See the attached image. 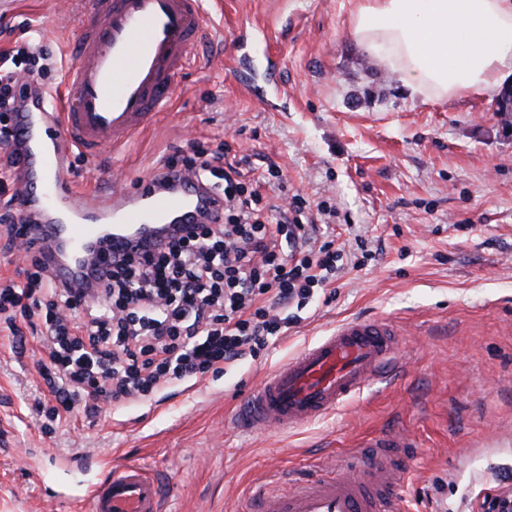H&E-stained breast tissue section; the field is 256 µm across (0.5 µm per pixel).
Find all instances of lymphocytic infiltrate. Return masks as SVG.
<instances>
[{
  "label": "lymphocytic infiltrate",
  "mask_w": 512,
  "mask_h": 512,
  "mask_svg": "<svg viewBox=\"0 0 512 512\" xmlns=\"http://www.w3.org/2000/svg\"><path fill=\"white\" fill-rule=\"evenodd\" d=\"M0 54V193L15 186L20 166L16 116L37 105L42 89H25ZM172 184L194 172L219 198L205 222L185 235L132 249L105 246L106 263L91 274L97 298L59 281L39 256L24 279L0 285V324L12 337H37L38 371L58 422L75 407L86 417L105 407L151 399L175 382L202 380L254 358L296 324L297 309L328 290L346 252L323 227L335 206L310 208L299 194L265 201L247 184L228 149L192 144L161 166Z\"/></svg>",
  "instance_id": "obj_1"
}]
</instances>
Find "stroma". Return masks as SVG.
<instances>
[{
  "mask_svg": "<svg viewBox=\"0 0 512 512\" xmlns=\"http://www.w3.org/2000/svg\"><path fill=\"white\" fill-rule=\"evenodd\" d=\"M352 0H209L170 106L121 152L72 155L81 189L113 176L138 188L193 140L227 142L251 176L277 165L289 189L340 212L342 239L373 253L339 270L334 298L257 359L180 382L157 400L87 418L77 410L44 434L43 381L0 331V512H51L64 460L102 452L159 472L166 512H257L255 487L314 478L359 462L362 438L408 445L406 512H480L487 490L512 485V112L475 90L413 94L349 28ZM76 11L63 0H0V50L39 39L43 84L74 58ZM352 319L400 333L387 381L302 427H242L240 402L263 376ZM52 454L34 458L36 449Z\"/></svg>",
  "mask_w": 512,
  "mask_h": 512,
  "instance_id": "35a3bbf8",
  "label": "stroma"
}]
</instances>
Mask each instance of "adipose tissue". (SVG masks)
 Here are the masks:
<instances>
[{
	"instance_id": "1",
	"label": "adipose tissue",
	"mask_w": 512,
	"mask_h": 512,
	"mask_svg": "<svg viewBox=\"0 0 512 512\" xmlns=\"http://www.w3.org/2000/svg\"><path fill=\"white\" fill-rule=\"evenodd\" d=\"M355 39L415 94L494 91L512 74V0H356Z\"/></svg>"
}]
</instances>
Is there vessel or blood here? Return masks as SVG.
<instances>
[{
	"label": "vessel or blood",
	"mask_w": 512,
	"mask_h": 512,
	"mask_svg": "<svg viewBox=\"0 0 512 512\" xmlns=\"http://www.w3.org/2000/svg\"><path fill=\"white\" fill-rule=\"evenodd\" d=\"M72 64L54 109L20 113L22 141L16 205L39 212L30 236L60 279L82 282L89 296L88 258L103 238L123 247L166 237L202 222L212 192L195 178L166 185L149 177L141 191L120 188L105 199L78 197L70 154L120 151L148 129L174 92L204 21V0H80ZM397 333L379 321L350 320L305 346L263 378L242 402L243 425L288 430L330 413L360 393L392 363ZM356 471L321 475L268 495L260 512H402L405 452L389 435L370 440ZM102 481L70 488L65 507L89 512H165L163 485L148 467L97 458Z\"/></svg>",
	"instance_id": "vessel-or-blood-1"
}]
</instances>
